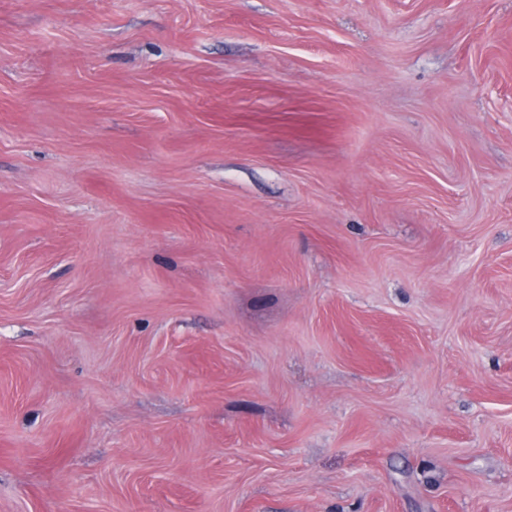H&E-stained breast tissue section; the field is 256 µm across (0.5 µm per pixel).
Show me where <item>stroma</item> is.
Listing matches in <instances>:
<instances>
[{"label":"stroma","mask_w":512,"mask_h":512,"mask_svg":"<svg viewBox=\"0 0 512 512\" xmlns=\"http://www.w3.org/2000/svg\"><path fill=\"white\" fill-rule=\"evenodd\" d=\"M0 512H512V0H0Z\"/></svg>","instance_id":"stroma-1"}]
</instances>
